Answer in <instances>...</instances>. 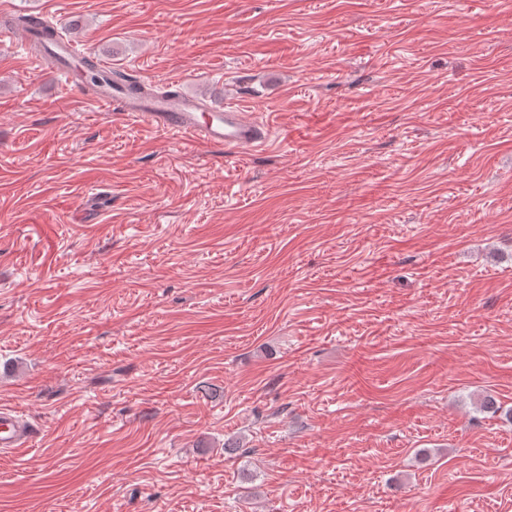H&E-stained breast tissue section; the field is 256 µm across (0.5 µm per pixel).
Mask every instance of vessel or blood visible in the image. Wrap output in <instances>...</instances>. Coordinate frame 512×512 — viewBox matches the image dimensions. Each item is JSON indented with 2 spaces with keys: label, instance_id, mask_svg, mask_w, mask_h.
I'll use <instances>...</instances> for the list:
<instances>
[{
  "label": "vessel or blood",
  "instance_id": "b4317fda",
  "mask_svg": "<svg viewBox=\"0 0 512 512\" xmlns=\"http://www.w3.org/2000/svg\"><path fill=\"white\" fill-rule=\"evenodd\" d=\"M85 52L70 40L52 46L48 60L69 87L77 81L70 69L73 60ZM93 103L118 115L164 132H174L205 145L228 151L263 147L273 128L269 123L246 119L237 108L216 109L206 98L186 95L179 90L132 93L118 85L112 90L93 94ZM38 435L32 419L15 408L0 407V452L17 453L29 447Z\"/></svg>",
  "mask_w": 512,
  "mask_h": 512
}]
</instances>
